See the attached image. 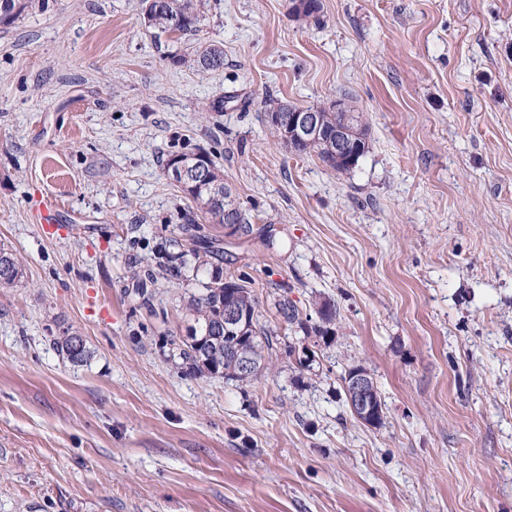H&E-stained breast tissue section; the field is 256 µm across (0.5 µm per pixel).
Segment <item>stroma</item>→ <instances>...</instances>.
<instances>
[{
    "mask_svg": "<svg viewBox=\"0 0 512 512\" xmlns=\"http://www.w3.org/2000/svg\"><path fill=\"white\" fill-rule=\"evenodd\" d=\"M320 3L207 0L180 40L139 0L0 19V245L24 272L0 288V512H512V0ZM267 99L345 102L366 155H294ZM199 151L253 226L224 240L275 332L250 382L176 364L192 281L131 276L191 210L169 155ZM283 295L311 326L334 304L329 337L286 327ZM71 332L87 363L54 348ZM356 364L379 426L345 402ZM348 372H350L349 375H347ZM342 382H345L348 393L347 402L346 389L343 384L345 401L347 405L349 403L355 417L368 426H378L383 420V405L381 407L379 405L381 401L371 373L362 366L348 367L342 376Z\"/></svg>",
    "mask_w": 512,
    "mask_h": 512,
    "instance_id": "35a3bbf8",
    "label": "stroma"
}]
</instances>
